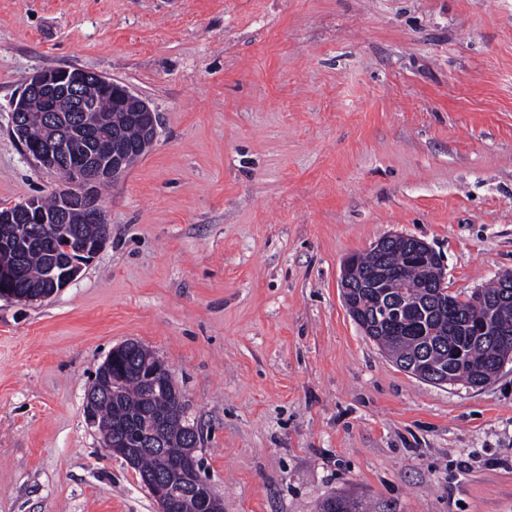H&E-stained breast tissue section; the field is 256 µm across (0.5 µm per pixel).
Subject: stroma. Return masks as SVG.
<instances>
[{"label": "stroma", "mask_w": 512, "mask_h": 512, "mask_svg": "<svg viewBox=\"0 0 512 512\" xmlns=\"http://www.w3.org/2000/svg\"><path fill=\"white\" fill-rule=\"evenodd\" d=\"M47 68L129 85L158 136L80 276L0 299V512H157L83 413L127 341L169 368L224 512H512V361L420 380L340 287L390 235L456 293L512 272V0H0V207L63 182L12 134Z\"/></svg>", "instance_id": "stroma-1"}]
</instances>
